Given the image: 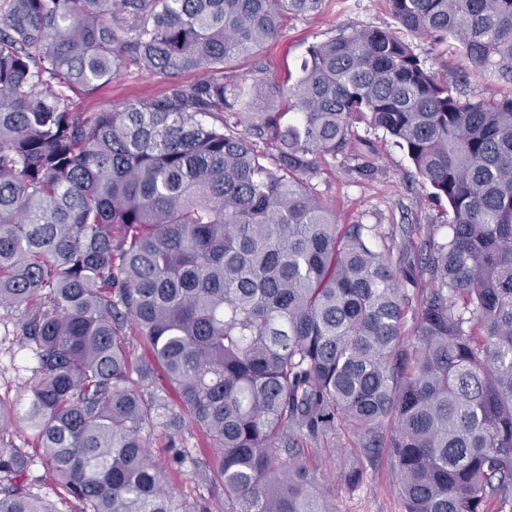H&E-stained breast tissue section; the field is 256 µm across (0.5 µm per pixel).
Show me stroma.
Masks as SVG:
<instances>
[{
    "label": "stroma",
    "mask_w": 512,
    "mask_h": 512,
    "mask_svg": "<svg viewBox=\"0 0 512 512\" xmlns=\"http://www.w3.org/2000/svg\"><path fill=\"white\" fill-rule=\"evenodd\" d=\"M366 27L397 30L385 0H328L322 13L288 16L275 43L229 72L227 83L232 86L245 82L252 96L266 99L275 110L287 111L286 100L279 98L275 90L295 78L309 47ZM408 41L427 66L447 76L461 99L512 96V85L500 80L496 72L472 69L457 41L437 43L413 35ZM168 85L164 76L128 64L112 82L100 86L93 95L76 96L75 102L81 109H119L160 95ZM356 134L373 142L377 150L375 171L360 174L361 157L340 155L325 159L311 182L322 199L335 208L341 223L377 225L375 245L391 246L400 284L406 289L415 272L411 242L446 223L448 205L432 197L430 187L416 175L406 151L383 131L360 123ZM15 317V312L0 308V402L8 406L25 403L32 380L29 354L16 336L3 333ZM322 445L323 453L310 455L308 464L323 483L333 485L331 501L335 512H404L387 452L372 457L358 453L357 435L343 426ZM353 466L364 472L360 485L351 491L335 487L341 472Z\"/></svg>",
    "instance_id": "1"
}]
</instances>
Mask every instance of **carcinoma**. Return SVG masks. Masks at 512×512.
I'll use <instances>...</instances> for the list:
<instances>
[{"instance_id": "carcinoma-1", "label": "carcinoma", "mask_w": 512, "mask_h": 512, "mask_svg": "<svg viewBox=\"0 0 512 512\" xmlns=\"http://www.w3.org/2000/svg\"><path fill=\"white\" fill-rule=\"evenodd\" d=\"M3 2L0 308L35 380L22 410L0 403V435L22 423L40 453L0 448V512H56L24 481L37 465L80 512H213L219 491L224 512H334L304 441L338 422L389 448L405 512H512V97L463 100L372 28L309 48L277 90L290 113L237 112L226 69L325 0ZM387 4L512 84V0ZM129 62L201 78L76 107ZM358 123L448 203L447 239L414 244L413 296L377 225L338 223L308 179L347 152L374 170ZM186 468L182 501L164 471Z\"/></svg>"}]
</instances>
